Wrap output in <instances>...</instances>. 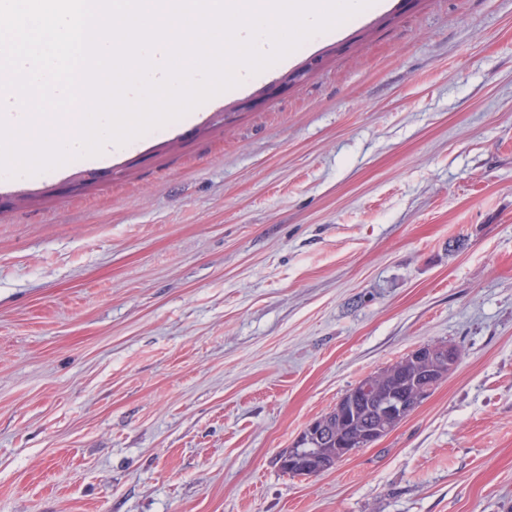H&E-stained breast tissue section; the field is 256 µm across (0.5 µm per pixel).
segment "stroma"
Listing matches in <instances>:
<instances>
[{
    "instance_id": "obj_1",
    "label": "stroma",
    "mask_w": 512,
    "mask_h": 512,
    "mask_svg": "<svg viewBox=\"0 0 512 512\" xmlns=\"http://www.w3.org/2000/svg\"><path fill=\"white\" fill-rule=\"evenodd\" d=\"M197 112L0 183V512H512V0H386ZM431 343L406 421L281 470ZM456 349L448 344H425L420 346L413 351L417 359L421 360L427 366V372L420 382L413 383V379L419 374L421 366L412 360L411 355H407L399 361L370 375L374 378L377 385V390L374 393L378 394L391 389H400L409 392L408 399H410V410L407 415L408 417L422 403V401H418L416 396L412 394V383L420 395L424 396L429 393L443 381L446 367H448L449 372L457 366ZM372 378H368L366 382L361 384V382L365 380L363 379L357 384L361 385V391L363 393H369L373 390ZM352 389L342 398L346 397V399H348ZM338 402L331 411L314 421L317 423V429L321 428L320 440L317 442L316 447L306 448L313 444L314 437L317 435L314 433V424H311L305 432L300 434L296 441L297 444L295 443L297 446H303L297 448L300 456L304 453L309 454L311 451L320 448L316 453L322 458H325V455L333 452L335 448H339L335 459L337 464L353 455L358 449L355 445L350 448H342V443L351 440H359L367 431L375 426L376 418L374 406L368 395L362 394L360 398L355 397L352 401L353 404L352 402L349 403L346 406L347 409H344L341 413L337 410ZM288 449L289 448H286L279 457L282 459L288 457L289 466V462L291 464L297 457H289ZM335 465L323 467L322 461L317 460L306 467L298 466L288 469V466H281V469L284 473L292 476L311 477L328 471Z\"/></svg>"
}]
</instances>
